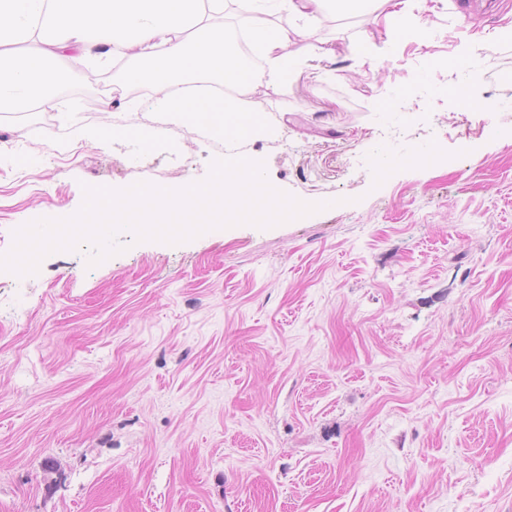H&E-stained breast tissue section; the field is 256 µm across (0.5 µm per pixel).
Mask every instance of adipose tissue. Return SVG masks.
Returning <instances> with one entry per match:
<instances>
[{
	"instance_id": "ef3b65f1",
	"label": "adipose tissue",
	"mask_w": 512,
	"mask_h": 512,
	"mask_svg": "<svg viewBox=\"0 0 512 512\" xmlns=\"http://www.w3.org/2000/svg\"><path fill=\"white\" fill-rule=\"evenodd\" d=\"M333 2L357 14L375 0H0V112L58 102L59 58L75 54L99 67L118 62L117 85L129 76L151 79L156 111L191 126H213L228 139L261 131L257 84L229 45L224 15L236 6L246 32L266 62L267 85L287 86V47L296 23L323 13ZM139 64L124 65L126 50ZM205 81L226 88L221 97L190 95L188 84Z\"/></svg>"
}]
</instances>
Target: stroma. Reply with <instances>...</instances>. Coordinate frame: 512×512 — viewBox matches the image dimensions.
I'll use <instances>...</instances> for the list:
<instances>
[{"mask_svg": "<svg viewBox=\"0 0 512 512\" xmlns=\"http://www.w3.org/2000/svg\"><path fill=\"white\" fill-rule=\"evenodd\" d=\"M404 19L317 17L239 144L113 89L89 116L0 112V253L83 185L177 188L218 158L328 204L0 271V512H512V0ZM107 114L169 138L128 161Z\"/></svg>", "mask_w": 512, "mask_h": 512, "instance_id": "obj_1", "label": "stroma"}]
</instances>
